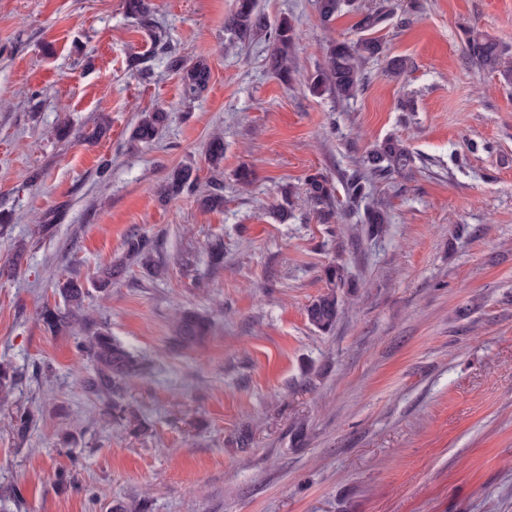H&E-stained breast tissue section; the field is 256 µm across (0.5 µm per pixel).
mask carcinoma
<instances>
[{
	"mask_svg": "<svg viewBox=\"0 0 512 512\" xmlns=\"http://www.w3.org/2000/svg\"><path fill=\"white\" fill-rule=\"evenodd\" d=\"M323 22L330 23L341 6H352L353 0H318ZM126 9L141 26H153V10L150 0H126ZM386 14L372 12L362 16L357 28L365 35L357 41L332 42L327 47L325 66L313 80L314 88H326L338 97L350 99L364 87L362 63L365 59L381 53V43L366 32L380 27ZM224 30L231 38L239 41H252L264 36L272 44L269 57L271 69L283 80L288 79L290 50L295 41L296 31L289 18L280 19L270 26L266 16L259 10L257 0H235L231 15L224 22ZM465 45L468 58L479 70L497 72L512 79V57L500 49L499 44L489 35L473 28L465 30ZM155 43L165 53L168 68L183 73L182 92L184 97L195 99L207 88L210 80L208 65L198 60L192 64L166 47L165 36L157 33ZM167 120V113L160 110L143 112L131 133V142L149 144L153 142ZM206 156L209 167L217 171L224 160V140L216 135L208 143ZM415 157L409 148L398 139H385L377 144L368 155V174L353 179L347 186L348 196L354 202L367 198L366 184L371 176L399 175L411 169ZM197 177L193 168L183 166L174 169L161 188L166 199H176L183 193L196 190ZM334 186L322 174L308 176L302 190L303 202L315 213L318 219L329 224L338 218L333 207ZM126 257L137 261L146 270L161 271L154 258L150 241L138 234L128 236L124 241ZM126 267L125 260H118L101 275L96 291L105 292L112 287V281L120 277ZM348 276L345 265L333 263L324 270L328 290L316 297L306 308L309 324L325 334L333 331L343 308L337 294ZM58 293L63 298V306L44 305L37 311L38 320L51 332H60L74 326H93L95 330L82 338L79 347L86 352L91 368L82 378L84 389L102 400L104 415L115 420L127 419L128 408L119 402L124 385L140 374L142 365L134 353L115 339L104 324L95 322L85 313V300L88 290L73 279L61 283ZM211 328L209 317L196 310H185L175 320L173 340L181 348L195 347L208 337ZM17 371L11 362L0 360V407L10 406V396L16 383ZM35 422L33 413L18 409L11 416V432L14 439L22 444L29 437Z\"/></svg>",
	"mask_w": 512,
	"mask_h": 512,
	"instance_id": "cac0c4a2",
	"label": "carcinoma"
}]
</instances>
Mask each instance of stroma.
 Returning a JSON list of instances; mask_svg holds the SVG:
<instances>
[{"mask_svg":"<svg viewBox=\"0 0 512 512\" xmlns=\"http://www.w3.org/2000/svg\"><path fill=\"white\" fill-rule=\"evenodd\" d=\"M151 2L170 45L210 69L197 99L125 0H0V264L25 247L0 279V359L20 376L13 403L37 419L22 447L0 420V512H512V84L472 66L464 36L474 27L512 52V0H354L328 25L316 0H259L269 23L295 25L288 81L269 69L268 41L230 40L233 0ZM381 7L363 90L315 92L329 42L357 40ZM156 109L159 137L131 144ZM216 133L218 174L205 156ZM390 135L415 162L371 179L386 216L372 235L346 181ZM179 166L199 191L220 182L223 208L196 193L161 202ZM316 172L343 219L276 220L283 189ZM134 233L163 273L131 261L95 292ZM335 262L344 312L323 334L306 307ZM71 278L143 361L124 394L132 424L101 418L74 332L37 319ZM180 308L215 321L196 348L171 343Z\"/></svg>","mask_w":512,"mask_h":512,"instance_id":"35a3bbf8","label":"stroma"}]
</instances>
